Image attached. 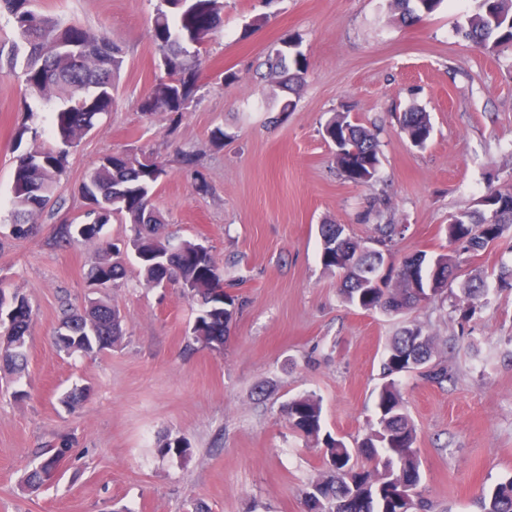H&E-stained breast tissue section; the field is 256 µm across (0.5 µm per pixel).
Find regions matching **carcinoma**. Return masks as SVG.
<instances>
[{"instance_id":"cac0c4a2","label":"carcinoma","mask_w":512,"mask_h":512,"mask_svg":"<svg viewBox=\"0 0 512 512\" xmlns=\"http://www.w3.org/2000/svg\"><path fill=\"white\" fill-rule=\"evenodd\" d=\"M444 0H390L401 17L412 21L436 12ZM476 9L460 27L462 37L489 54L512 47V0H475ZM8 12L16 23L15 39L9 48L0 46V62L9 68L22 64L21 76L30 92L48 98L58 96L66 106L56 112L54 125L59 145L42 150H29L18 157L13 173L11 231L25 238L37 229L35 217L50 204L64 158L69 148L78 145L94 126L96 118L112 111L115 82L123 65V50L105 35H92L75 24L37 13L31 0H0V12ZM219 0H160L153 21V38L157 42L164 75L157 79L145 98L144 111L149 114L169 113L170 121L187 101L188 88L182 75L200 64V46L218 26ZM306 67L303 54L291 46L288 54L278 55L263 74L266 82L285 89L288 96L278 100L280 111L295 107L291 96H299L305 85ZM401 132L415 147H424L433 131L429 113L411 110L399 117ZM323 137L332 146L336 166L342 175L357 184H368L381 165L378 135L349 120L344 113L334 114L325 124ZM127 162L120 168L98 163L81 186L90 221L59 224L54 241L68 245L75 241L96 239L101 228L112 219L130 225V235L123 246L107 244L98 251L90 269L94 284L105 282L110 288L121 286L124 263L133 253L140 273L148 285L174 282L187 290L191 298H203L192 327L194 341L214 346L213 338L226 339V308L235 298L224 300L212 290L221 283V273L208 249L200 243L182 240L176 244L164 233L165 224L152 206L155 186L167 174L165 164L140 158L126 151ZM485 224L497 226L496 238L512 228V188H495L483 196L478 207L462 210L452 216L446 227L448 251L424 256L425 275L434 268L442 270L432 286L430 300L443 295L452 284L460 267V256L486 248ZM400 225H376L372 252L355 240L342 224L320 227L321 257L324 266L341 274L339 288L343 300L364 311L399 314L419 308L424 301L423 282L401 263L388 272L389 288L374 287V254L393 252ZM462 293L469 305L463 318L476 313L475 301L488 295L483 277L463 283ZM15 307L30 308L25 296L18 293L6 297L0 292V359L10 373L21 372L27 363L26 336L30 320L10 319ZM64 317L55 334L63 351L89 354L106 349L122 336L120 311L112 306L107 293L93 298L80 313L63 309ZM433 336L416 320L406 322L392 337L383 363V383L375 397L374 433L367 434L355 448L322 432V405L314 394L298 396L287 404L291 427L306 439L314 441L319 452L322 476L311 481L304 491L305 512H350L349 500L356 491H364L366 499L358 512H398L394 496L388 491L391 470L403 467L421 471L416 427L403 401L394 376L413 371L426 380L442 383L448 380V368L432 363ZM50 455L32 470L26 480L27 489L36 491L47 485L44 473L54 467ZM483 512H512V479L501 482L482 496Z\"/></svg>"}]
</instances>
